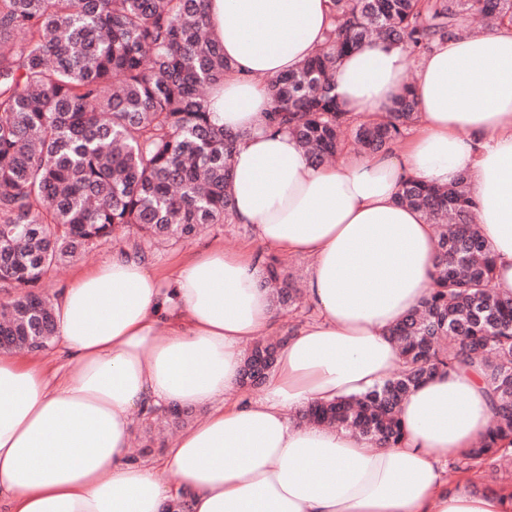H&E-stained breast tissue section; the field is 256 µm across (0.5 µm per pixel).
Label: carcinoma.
<instances>
[{
	"label": "carcinoma",
	"instance_id": "1",
	"mask_svg": "<svg viewBox=\"0 0 512 512\" xmlns=\"http://www.w3.org/2000/svg\"><path fill=\"white\" fill-rule=\"evenodd\" d=\"M208 0H0V339L5 351L43 350L56 334L39 284L61 264L133 228L149 244L185 240L230 217L238 136L204 101L233 67L213 33ZM333 28L296 71L268 79L271 123L324 164L345 135L388 154L417 121L411 92L385 115L348 116L334 93L337 61L378 37L419 56L464 31L461 13L512 22V0H333ZM398 200L438 225L431 293L391 329L397 371L354 396L297 411L300 421L400 443L404 396L440 370L480 365L493 419L448 468L512 490L494 462L512 455V296L494 286V261L473 224L468 177L446 186L402 181ZM264 286L279 310L300 295L275 263ZM284 339L246 352L243 386L264 384Z\"/></svg>",
	"mask_w": 512,
	"mask_h": 512
}]
</instances>
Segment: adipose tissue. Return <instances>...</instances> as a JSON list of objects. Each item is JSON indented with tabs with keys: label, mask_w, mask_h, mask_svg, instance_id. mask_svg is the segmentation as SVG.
Segmentation results:
<instances>
[{
	"label": "adipose tissue",
	"mask_w": 512,
	"mask_h": 512,
	"mask_svg": "<svg viewBox=\"0 0 512 512\" xmlns=\"http://www.w3.org/2000/svg\"><path fill=\"white\" fill-rule=\"evenodd\" d=\"M331 0H209L232 76L205 106L240 134L231 220L259 244L311 258L314 320L292 329L260 396L241 395L246 342L280 321L253 247L204 249L162 276L117 253L52 299L61 373L0 355V512H512V494L474 491L446 465L486 433L478 367L436 374L401 404L404 439L381 448L289 411L359 394L396 370L388 334L430 293L437 236L401 204V181L470 176L497 290L512 296V24L464 32L411 60L373 38L342 57L335 92L350 115L382 114L404 91L418 119L400 154L311 163L270 127L267 80L325 40ZM414 80H406L408 66ZM205 408L159 459L133 460L134 418Z\"/></svg>",
	"instance_id": "1"
}]
</instances>
